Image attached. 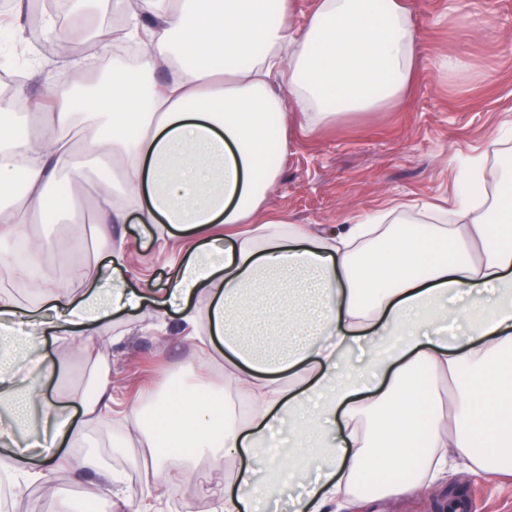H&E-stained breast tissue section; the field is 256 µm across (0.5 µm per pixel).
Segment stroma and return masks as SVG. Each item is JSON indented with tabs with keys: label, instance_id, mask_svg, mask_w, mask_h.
Returning <instances> with one entry per match:
<instances>
[{
	"label": "stroma",
	"instance_id": "1",
	"mask_svg": "<svg viewBox=\"0 0 512 512\" xmlns=\"http://www.w3.org/2000/svg\"><path fill=\"white\" fill-rule=\"evenodd\" d=\"M408 4L417 24L421 56L407 100L375 112H347L317 125L288 113V145L259 218L330 229L387 210L390 223L418 224L426 219L422 205L436 203L444 209L436 223L448 224L455 197L452 160L487 155L486 178L489 185L497 184L493 157L512 152V139L494 140L498 127L512 120V0H408ZM47 45L43 35L25 31L0 41V57L16 56L34 99L43 98L51 88L91 77L90 72L74 70L71 56L49 53ZM450 53L468 62L465 77L450 79L437 70V61ZM26 231L76 238V260L89 274L107 255L88 210L77 224L51 229L30 224ZM122 231L132 269L148 287H167L172 252L156 248L141 225L126 224ZM156 322L152 309L113 317L94 334L79 337V349L62 354L56 353L53 336H44L47 358H59L66 366L64 375L48 381V395L65 401L82 394L92 368L87 355L98 351L104 352L112 371L117 411L167 385L182 367L223 386V356L199 359L192 343L174 330L157 331ZM113 336L121 342L111 347L107 340ZM83 442L104 467L122 469L129 492L123 512H134L140 498L160 489L165 492L163 512H174L180 504L189 512H219L224 481L234 469L229 460L217 465L203 459L194 470V482L173 480L171 472L153 471L151 453L141 446L138 435L114 436L111 423L99 419L86 426ZM101 491L95 472L59 468L44 482L15 479L9 510L61 512L62 498L94 499ZM452 495L460 496L469 512H512L511 480L477 476L462 466L450 470L447 481L430 491L393 496L383 505L385 512H445Z\"/></svg>",
	"mask_w": 512,
	"mask_h": 512
}]
</instances>
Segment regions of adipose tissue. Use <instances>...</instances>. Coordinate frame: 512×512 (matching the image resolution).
<instances>
[{
  "mask_svg": "<svg viewBox=\"0 0 512 512\" xmlns=\"http://www.w3.org/2000/svg\"><path fill=\"white\" fill-rule=\"evenodd\" d=\"M112 0L140 39L139 82L114 69L98 87L56 90L27 109L26 87L0 98V275L36 297L19 306L0 293V470L39 481L57 467L100 470L97 512L124 495L91 454L82 430L44 384L54 362L28 373L8 351L37 352L49 329L59 349L114 314L145 305L177 315L181 336L199 330L223 345L224 385L250 403L246 417L218 415L208 383L136 400L126 419L156 466L194 458L240 460L224 512H262L302 479L294 512H344L387 493L444 481L456 458L474 474L512 475V154L501 153L493 202L482 156L460 169L456 223L401 227L371 215L310 230L253 223L286 148L284 100L328 121L404 101L420 57L403 0H317L303 27L287 0ZM112 165V189L86 183L89 157ZM93 197L108 260L45 275L52 238L12 244L22 224L59 223L51 190ZM159 227L172 250L169 288H134L127 242L110 227ZM450 378L449 403L415 385L420 372ZM40 409L45 438L16 447L14 434ZM178 446L157 453L159 441Z\"/></svg>",
  "mask_w": 512,
  "mask_h": 512,
  "instance_id": "1",
  "label": "adipose tissue"
}]
</instances>
